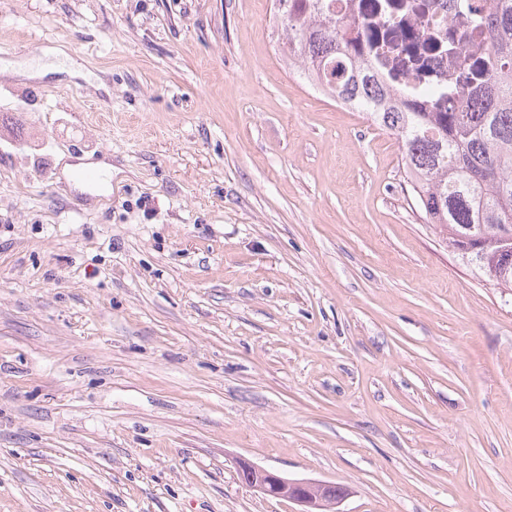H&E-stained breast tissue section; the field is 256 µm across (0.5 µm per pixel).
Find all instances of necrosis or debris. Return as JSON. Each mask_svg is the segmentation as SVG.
<instances>
[{"instance_id": "1", "label": "necrosis or debris", "mask_w": 512, "mask_h": 512, "mask_svg": "<svg viewBox=\"0 0 512 512\" xmlns=\"http://www.w3.org/2000/svg\"><path fill=\"white\" fill-rule=\"evenodd\" d=\"M482 0H335L337 15L359 20L354 46L402 98L425 94V109L456 107L471 83L464 62L490 57L487 29L471 27Z\"/></svg>"}]
</instances>
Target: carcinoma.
<instances>
[{"mask_svg":"<svg viewBox=\"0 0 512 512\" xmlns=\"http://www.w3.org/2000/svg\"><path fill=\"white\" fill-rule=\"evenodd\" d=\"M277 2L288 65L315 90L396 134L426 222L482 278L512 291V264L479 257L512 236V0H487L476 20L491 32V74L471 67L472 78L486 83L465 94L456 112H424L416 99L397 104L349 51L352 21L323 13L317 0Z\"/></svg>","mask_w":512,"mask_h":512,"instance_id":"carcinoma-1","label":"carcinoma"}]
</instances>
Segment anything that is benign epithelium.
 <instances>
[{"label": "benign epithelium", "instance_id": "benign-epithelium-1", "mask_svg": "<svg viewBox=\"0 0 512 512\" xmlns=\"http://www.w3.org/2000/svg\"><path fill=\"white\" fill-rule=\"evenodd\" d=\"M235 467L240 479L266 496L284 499L299 506L297 512H338L336 507L350 495V489L339 483L307 479H288L239 458Z\"/></svg>", "mask_w": 512, "mask_h": 512}]
</instances>
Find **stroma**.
<instances>
[{
	"label": "stroma",
	"instance_id": "stroma-1",
	"mask_svg": "<svg viewBox=\"0 0 512 512\" xmlns=\"http://www.w3.org/2000/svg\"><path fill=\"white\" fill-rule=\"evenodd\" d=\"M240 457L512 512V291L272 0H0V512H293Z\"/></svg>",
	"mask_w": 512,
	"mask_h": 512
}]
</instances>
